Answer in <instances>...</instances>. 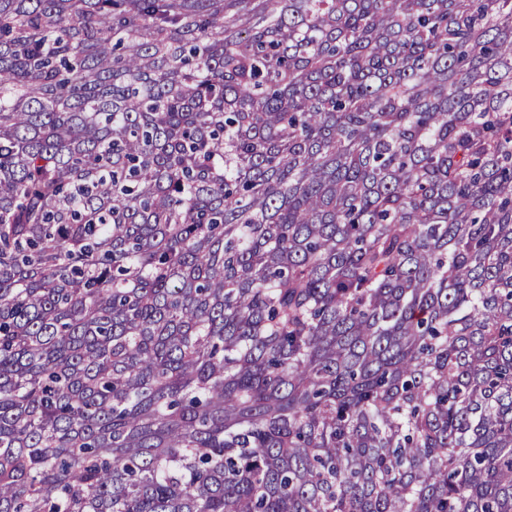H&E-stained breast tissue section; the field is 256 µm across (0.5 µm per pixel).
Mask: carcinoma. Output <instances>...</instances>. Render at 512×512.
Listing matches in <instances>:
<instances>
[{"mask_svg": "<svg viewBox=\"0 0 512 512\" xmlns=\"http://www.w3.org/2000/svg\"><path fill=\"white\" fill-rule=\"evenodd\" d=\"M0 512H512V0H0Z\"/></svg>", "mask_w": 512, "mask_h": 512, "instance_id": "obj_1", "label": "carcinoma"}]
</instances>
